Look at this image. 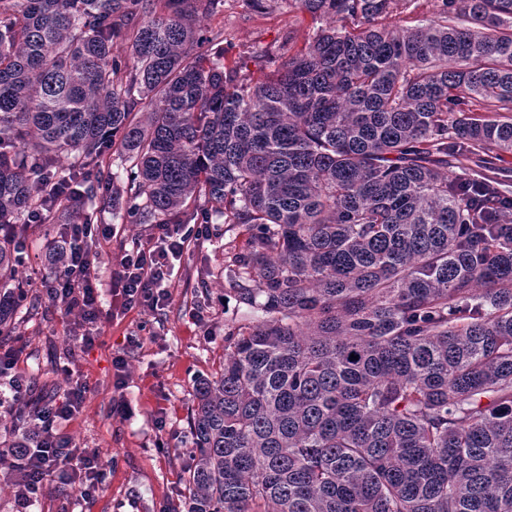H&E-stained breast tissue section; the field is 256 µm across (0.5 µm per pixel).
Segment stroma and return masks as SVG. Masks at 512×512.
Masks as SVG:
<instances>
[{
  "label": "stroma",
  "instance_id": "1",
  "mask_svg": "<svg viewBox=\"0 0 512 512\" xmlns=\"http://www.w3.org/2000/svg\"><path fill=\"white\" fill-rule=\"evenodd\" d=\"M208 53L244 64L260 78L298 52L318 27L288 0H268L256 9L246 0H224L219 12L201 18ZM111 228L94 245L105 316L93 346L75 338L84 328L77 315L49 302L40 286L51 269L47 253L62 232L57 224L26 227L29 259L20 278L31 281L36 303L19 323L13 345L21 368L62 401L76 381L89 392L66 428L77 446L98 452L105 463L91 500L78 487L48 476L38 498L21 509L14 498L9 464L0 463V512H170L186 493L192 464L189 420L196 376L213 375L224 361V328L248 319L249 311L224 282L229 256L242 248L249 231L242 224H213L208 236L191 241L170 270L168 300L157 311H126L112 292V272L124 251L155 232L151 224H125L111 212ZM126 360L117 379L113 360Z\"/></svg>",
  "mask_w": 512,
  "mask_h": 512
}]
</instances>
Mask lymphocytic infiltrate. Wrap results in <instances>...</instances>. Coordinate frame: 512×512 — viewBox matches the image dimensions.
Here are the masks:
<instances>
[{
	"label": "lymphocytic infiltrate",
	"instance_id": "obj_1",
	"mask_svg": "<svg viewBox=\"0 0 512 512\" xmlns=\"http://www.w3.org/2000/svg\"><path fill=\"white\" fill-rule=\"evenodd\" d=\"M101 230L98 224L69 225L65 261L54 276L44 281L47 297L65 312L77 314L86 325V332L77 339L83 348L94 343L103 316L97 287V255L91 247ZM208 231L205 224H161L152 240L125 252L113 281L123 309L145 311L161 306L168 298L163 282L170 258L180 257L190 240L203 237ZM18 361L17 349L0 351V411H13L29 394L30 383L18 372ZM88 391L87 384H77L65 401L41 410L32 422V447L15 448L0 442V460L10 462L22 474L14 485L20 505L32 503L46 477L53 473L79 486L82 497L91 498L103 474L99 455L72 445L63 431Z\"/></svg>",
	"mask_w": 512,
	"mask_h": 512
}]
</instances>
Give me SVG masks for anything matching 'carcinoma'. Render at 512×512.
Masks as SVG:
<instances>
[{
    "instance_id": "carcinoma-1",
    "label": "carcinoma",
    "mask_w": 512,
    "mask_h": 512,
    "mask_svg": "<svg viewBox=\"0 0 512 512\" xmlns=\"http://www.w3.org/2000/svg\"><path fill=\"white\" fill-rule=\"evenodd\" d=\"M292 2L254 80L190 53L223 0H0V224L248 226L185 512H512V0ZM407 5V9L402 7L396 13H393L388 22L402 26H413L417 20L428 18L433 15L436 7L435 0H413Z\"/></svg>"
}]
</instances>
